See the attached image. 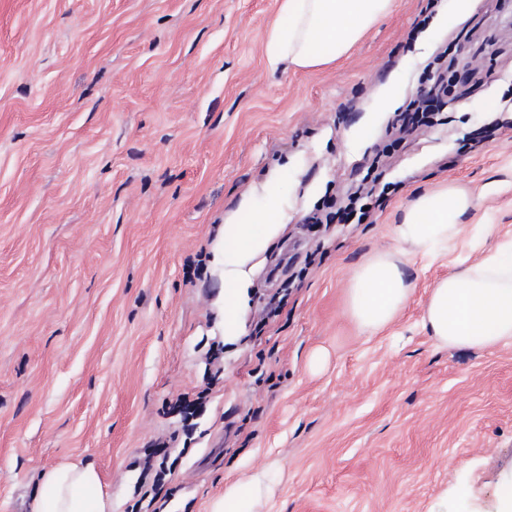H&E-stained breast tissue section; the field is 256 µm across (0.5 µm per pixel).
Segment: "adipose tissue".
Masks as SVG:
<instances>
[{
  "mask_svg": "<svg viewBox=\"0 0 512 512\" xmlns=\"http://www.w3.org/2000/svg\"><path fill=\"white\" fill-rule=\"evenodd\" d=\"M392 0H282L279 18L265 44L269 70L288 63L317 67L341 57L362 33L383 17ZM263 209L246 210L238 223L223 228L224 333L235 335L244 291L250 284L248 263L266 250L286 226L288 212L277 183L265 187ZM477 200L454 187L419 195L407 207L393 233L402 251L428 259L455 246L459 219ZM411 292L398 259L376 255L354 277L349 307L363 330L375 332L397 314ZM424 324L445 347L488 349L512 341V244L436 283ZM267 487L266 474L235 481L212 512H256ZM31 512H112L93 465L67 463L44 476Z\"/></svg>",
  "mask_w": 512,
  "mask_h": 512,
  "instance_id": "obj_1",
  "label": "adipose tissue"
}]
</instances>
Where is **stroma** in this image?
Listing matches in <instances>:
<instances>
[{
    "mask_svg": "<svg viewBox=\"0 0 512 512\" xmlns=\"http://www.w3.org/2000/svg\"><path fill=\"white\" fill-rule=\"evenodd\" d=\"M281 0H0V512L44 473L91 464L112 512H211L266 471L258 512H504L512 502V342L441 346L422 326L458 248L402 255L413 291L383 329L348 307L357 270L399 253L414 197H477L462 223L512 239V0L390 11L336 61L270 71ZM476 29L434 128L391 158L371 222L310 228L361 179L434 53ZM394 89L393 106L380 100ZM282 184L288 223L251 261L224 337L222 229ZM203 394L191 429L171 406Z\"/></svg>",
    "mask_w": 512,
    "mask_h": 512,
    "instance_id": "stroma-1",
    "label": "stroma"
}]
</instances>
